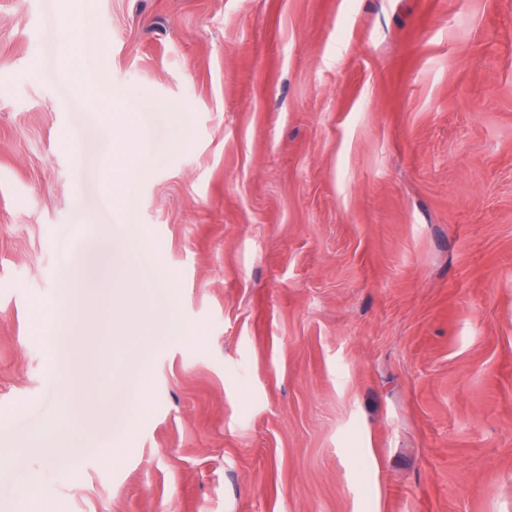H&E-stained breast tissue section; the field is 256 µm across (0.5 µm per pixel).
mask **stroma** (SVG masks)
Returning <instances> with one entry per match:
<instances>
[{"label": "stroma", "instance_id": "35a3bbf8", "mask_svg": "<svg viewBox=\"0 0 512 512\" xmlns=\"http://www.w3.org/2000/svg\"><path fill=\"white\" fill-rule=\"evenodd\" d=\"M109 112L137 116L117 173ZM123 273L146 288L81 309L75 387L146 353V410L127 441L78 414L68 454L39 447L67 359L32 309ZM22 505L512 512V0H0V512ZM71 354L69 358L70 368L74 371H79L83 368L84 357L83 352L86 348L99 345V340L96 335L79 334L71 336Z\"/></svg>", "mask_w": 512, "mask_h": 512}]
</instances>
